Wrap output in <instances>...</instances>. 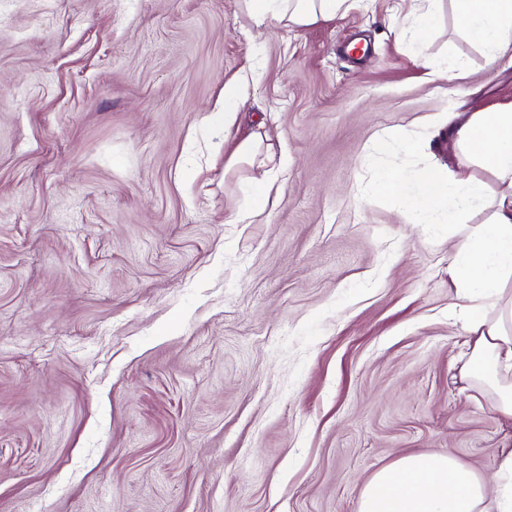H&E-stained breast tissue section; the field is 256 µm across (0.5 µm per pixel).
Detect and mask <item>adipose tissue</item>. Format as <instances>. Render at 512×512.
<instances>
[{"instance_id": "ef3b65f1", "label": "adipose tissue", "mask_w": 512, "mask_h": 512, "mask_svg": "<svg viewBox=\"0 0 512 512\" xmlns=\"http://www.w3.org/2000/svg\"><path fill=\"white\" fill-rule=\"evenodd\" d=\"M255 26L304 27L332 20L347 0H243ZM400 35L421 40L435 24L437 0H403ZM457 27L480 45L488 64L512 61V0H454ZM449 135L472 158L448 175L419 176L421 195L408 199L416 224H449L493 201L487 224L461 232L449 271L461 285V319L472 337L462 376L487 393L492 409L512 418V102L450 123ZM486 476L453 452L408 454L364 484L358 512H512V451Z\"/></svg>"}]
</instances>
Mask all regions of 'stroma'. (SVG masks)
Listing matches in <instances>:
<instances>
[{
	"instance_id": "stroma-1",
	"label": "stroma",
	"mask_w": 512,
	"mask_h": 512,
	"mask_svg": "<svg viewBox=\"0 0 512 512\" xmlns=\"http://www.w3.org/2000/svg\"><path fill=\"white\" fill-rule=\"evenodd\" d=\"M397 8L266 29L242 0H0V512H358L421 452L492 475L512 420L458 380L448 273L492 210L421 227L366 188L467 162L447 117L511 102L512 64L451 0L421 45ZM242 83H228L224 85V107L218 112H212L211 118L224 121V128L231 125L236 112L243 101V85Z\"/></svg>"
}]
</instances>
